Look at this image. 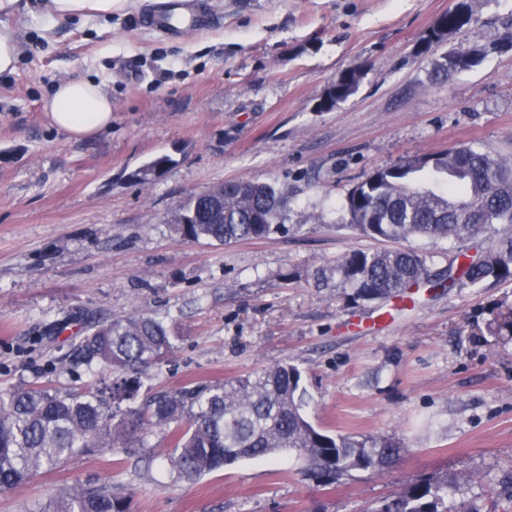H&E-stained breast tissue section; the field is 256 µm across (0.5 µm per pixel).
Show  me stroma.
<instances>
[{"instance_id": "obj_1", "label": "stroma", "mask_w": 512, "mask_h": 512, "mask_svg": "<svg viewBox=\"0 0 512 512\" xmlns=\"http://www.w3.org/2000/svg\"><path fill=\"white\" fill-rule=\"evenodd\" d=\"M22 2L17 65L0 75V391L98 388L112 373L72 367L75 337L89 320L146 313L176 337L147 386L287 359L318 428L403 449L328 487L292 454L175 483L156 433L152 463L96 448L0 494V512L98 480L130 492V512H364L435 472L470 475L469 512H512V282L423 289L399 308L354 306L339 281H314L351 250L385 249L340 221L377 168L459 144L512 165V0H467L474 22L426 52L458 0H201L204 28L174 36L145 24L155 0L48 31L45 0ZM474 46L486 58L441 80L444 55ZM352 68L356 92L319 110ZM66 77L103 85L111 129L77 141L50 124L42 100ZM160 155L168 168L133 181ZM239 179L282 194V230L227 246L175 232L189 197Z\"/></svg>"}]
</instances>
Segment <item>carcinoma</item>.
Segmentation results:
<instances>
[{
    "mask_svg": "<svg viewBox=\"0 0 512 512\" xmlns=\"http://www.w3.org/2000/svg\"><path fill=\"white\" fill-rule=\"evenodd\" d=\"M472 18L462 0L422 37V48L461 30ZM485 57L478 47L450 53L441 72L449 79L458 73V61L468 58L475 66ZM359 80L358 70L346 71L321 108L331 109L348 98ZM206 195L224 198V215L215 220L201 201L192 199L175 215L181 236L226 245L279 229L284 200L270 184L224 182ZM344 211L347 223L361 235L392 242L428 238L464 244L497 224L506 225L495 245L475 255L460 251L437 272L431 270L433 257L413 248L352 250L317 272L323 285L338 278L355 304L403 297L421 286L512 281V168L486 149L458 145L379 168L351 189ZM173 348L167 326L144 313L91 321L73 345L70 360L77 367L112 370L118 378L109 390L87 394L34 386L0 391V493L89 448H117L129 457L157 432L168 440L164 462L176 480L196 479L244 459L294 453L307 479L330 486L354 470L386 468L401 451L402 444L392 436H332L316 428L305 414L300 371L286 361L215 385L141 396L142 371ZM465 486L458 476L438 472L365 512H470L463 505H448L463 495ZM129 505V494L104 482L76 486L42 512H129Z\"/></svg>",
    "mask_w": 512,
    "mask_h": 512,
    "instance_id": "cac0c4a2",
    "label": "carcinoma"
}]
</instances>
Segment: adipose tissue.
Wrapping results in <instances>:
<instances>
[{
  "label": "adipose tissue",
  "mask_w": 512,
  "mask_h": 512,
  "mask_svg": "<svg viewBox=\"0 0 512 512\" xmlns=\"http://www.w3.org/2000/svg\"><path fill=\"white\" fill-rule=\"evenodd\" d=\"M21 11V0H0V73L16 68L20 44L11 21ZM43 110L54 127L76 140L94 137L112 125L111 96L102 85L81 78L59 81Z\"/></svg>",
  "instance_id": "adipose-tissue-1"
}]
</instances>
